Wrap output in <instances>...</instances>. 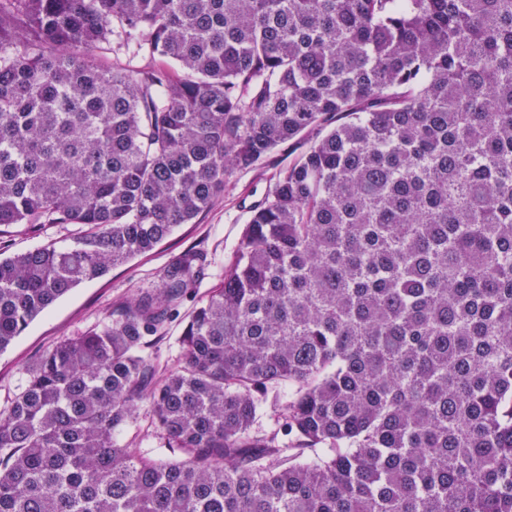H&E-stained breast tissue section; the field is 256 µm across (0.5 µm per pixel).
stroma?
Returning <instances> with one entry per match:
<instances>
[{
	"mask_svg": "<svg viewBox=\"0 0 512 512\" xmlns=\"http://www.w3.org/2000/svg\"><path fill=\"white\" fill-rule=\"evenodd\" d=\"M287 162L286 155L276 153L258 169L234 173L224 191L193 223L177 226L153 251L83 282L36 317L0 353V410L10 406L24 384L25 369L44 352L62 339L103 327L113 304L130 298L140 287L158 284L164 269L180 253L203 250L212 261L211 277L200 288L197 299L185 301L170 322L167 335L153 340L143 350L158 374L176 368L180 361L178 339L189 313L198 299L206 298L218 283L248 221L250 205L264 196L273 185L276 172ZM78 230L75 224H47L35 233L21 226L7 228L0 233V257L30 251L48 242L62 249L70 247ZM115 441L138 455L163 459L169 456L145 403L140 404L136 421L116 432Z\"/></svg>",
	"mask_w": 512,
	"mask_h": 512,
	"instance_id": "35a3bbf8",
	"label": "stroma"
}]
</instances>
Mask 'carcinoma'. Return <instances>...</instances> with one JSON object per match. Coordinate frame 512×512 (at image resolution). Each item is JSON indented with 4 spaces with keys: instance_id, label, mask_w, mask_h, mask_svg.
Returning a JSON list of instances; mask_svg holds the SVG:
<instances>
[{
    "instance_id": "obj_1",
    "label": "carcinoma",
    "mask_w": 512,
    "mask_h": 512,
    "mask_svg": "<svg viewBox=\"0 0 512 512\" xmlns=\"http://www.w3.org/2000/svg\"><path fill=\"white\" fill-rule=\"evenodd\" d=\"M284 147L177 369L201 250L25 369L0 512H512V0H0V227H83L0 260V352ZM118 445L129 448L133 453L153 458H169L170 453L165 450L164 440L156 433L152 424L149 405L142 403L137 412L136 421L122 427L115 434Z\"/></svg>"
}]
</instances>
